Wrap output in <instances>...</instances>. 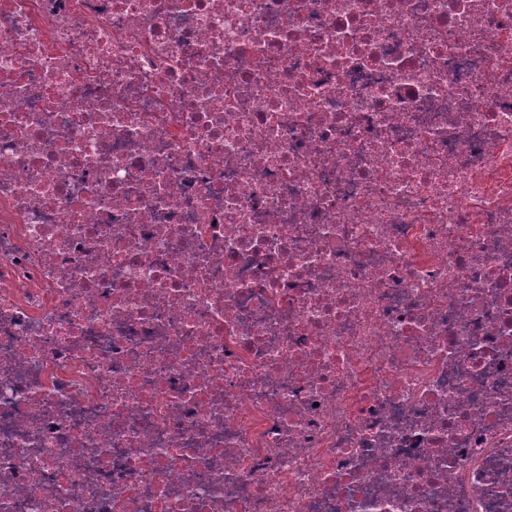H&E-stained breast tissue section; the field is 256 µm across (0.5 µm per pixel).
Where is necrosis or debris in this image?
<instances>
[{"mask_svg":"<svg viewBox=\"0 0 512 512\" xmlns=\"http://www.w3.org/2000/svg\"><path fill=\"white\" fill-rule=\"evenodd\" d=\"M0 512H512V0H0Z\"/></svg>","mask_w":512,"mask_h":512,"instance_id":"4bbe7bcc","label":"necrosis or debris"}]
</instances>
